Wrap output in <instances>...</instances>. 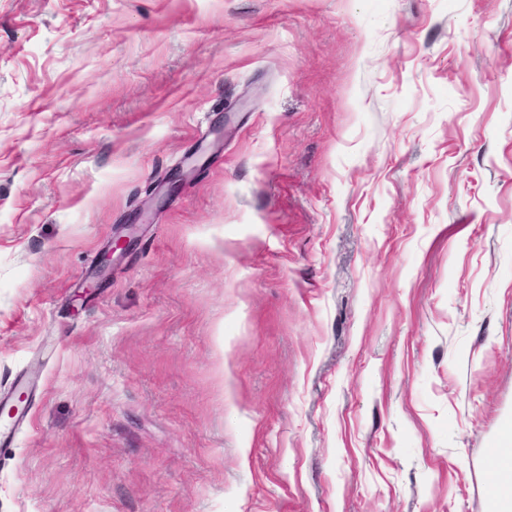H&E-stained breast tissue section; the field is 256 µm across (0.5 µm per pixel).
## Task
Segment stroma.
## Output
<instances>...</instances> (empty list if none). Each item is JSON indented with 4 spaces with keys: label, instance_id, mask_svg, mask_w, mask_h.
I'll return each mask as SVG.
<instances>
[{
    "label": "stroma",
    "instance_id": "obj_1",
    "mask_svg": "<svg viewBox=\"0 0 512 512\" xmlns=\"http://www.w3.org/2000/svg\"><path fill=\"white\" fill-rule=\"evenodd\" d=\"M22 379L0 512H496L512 0H0Z\"/></svg>",
    "mask_w": 512,
    "mask_h": 512
}]
</instances>
